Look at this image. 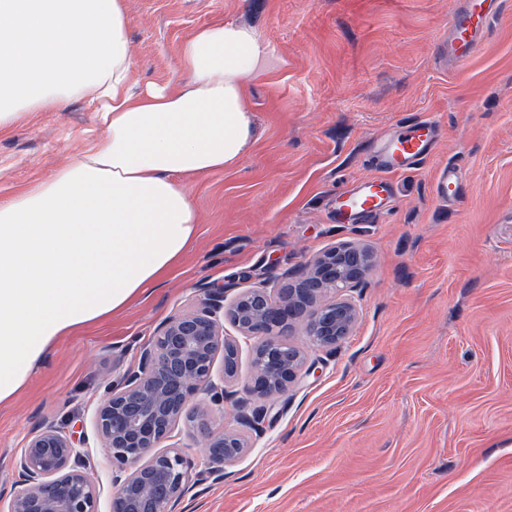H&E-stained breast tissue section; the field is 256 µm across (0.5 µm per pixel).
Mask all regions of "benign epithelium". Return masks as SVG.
<instances>
[{
	"label": "benign epithelium",
	"instance_id": "obj_1",
	"mask_svg": "<svg viewBox=\"0 0 512 512\" xmlns=\"http://www.w3.org/2000/svg\"><path fill=\"white\" fill-rule=\"evenodd\" d=\"M372 265L367 248L346 243L313 256L296 288L285 289L264 273L235 295L232 284L200 285L197 305L159 327L141 349L137 368L126 370L94 409V433L112 458V512H175L191 478L223 482L224 467L242 456L248 442L237 432L211 428L207 403L243 408L259 401L252 416L243 415L241 421L260 428L271 417L276 397L312 371L301 351L286 345L280 328L302 321L315 348H336L357 322L355 306L339 294L362 287ZM226 318L238 331L231 340L224 337ZM244 348L250 354L251 383L239 389L235 376ZM221 351L224 363L218 372ZM195 396L202 403L187 434L205 448L209 464L199 472L180 438L188 401ZM163 442L168 448L161 450ZM84 444L70 425L42 422L16 460L21 488L7 512H97L98 491L83 459Z\"/></svg>",
	"mask_w": 512,
	"mask_h": 512
}]
</instances>
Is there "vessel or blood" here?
<instances>
[{
  "mask_svg": "<svg viewBox=\"0 0 512 512\" xmlns=\"http://www.w3.org/2000/svg\"><path fill=\"white\" fill-rule=\"evenodd\" d=\"M496 13V0H460L448 21L443 52L455 63L466 62L476 51ZM437 136L438 124L429 119L380 139L371 155L379 176L340 186L336 192V222L351 224L387 212L388 202L395 196L393 174L412 169L426 160L433 152Z\"/></svg>",
  "mask_w": 512,
  "mask_h": 512,
  "instance_id": "1",
  "label": "vessel or blood"
}]
</instances>
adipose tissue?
<instances>
[{
	"label": "adipose tissue",
	"instance_id": "obj_1",
	"mask_svg": "<svg viewBox=\"0 0 512 512\" xmlns=\"http://www.w3.org/2000/svg\"><path fill=\"white\" fill-rule=\"evenodd\" d=\"M271 47L233 22L181 46L180 81L136 90L124 0H0V132L83 101L95 126L47 178L0 200V404L64 336L161 283L198 233L184 180L254 136L248 81Z\"/></svg>",
	"mask_w": 512,
	"mask_h": 512
}]
</instances>
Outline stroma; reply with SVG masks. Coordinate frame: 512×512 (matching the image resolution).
I'll return each instance as SVG.
<instances>
[{
    "mask_svg": "<svg viewBox=\"0 0 512 512\" xmlns=\"http://www.w3.org/2000/svg\"><path fill=\"white\" fill-rule=\"evenodd\" d=\"M456 2L125 0L139 88L177 80L180 47L201 26L233 21L269 42L247 85L254 138L236 164L188 179L198 236L165 283L61 338L0 405V499L19 489L14 459L38 425L79 419L97 510L109 512L112 463L91 414L160 323L200 284L242 291L264 271L292 287L312 255L354 243L374 262L350 294L351 335L315 350L288 324L313 373L181 512H512V0L461 67L439 46ZM429 117L437 148L394 175L395 207L336 223L338 186L378 174L375 142ZM92 125L73 100L1 134L0 198L65 164ZM447 165L463 180L442 200Z\"/></svg>",
    "mask_w": 512,
    "mask_h": 512,
    "instance_id": "1",
    "label": "stroma"
}]
</instances>
